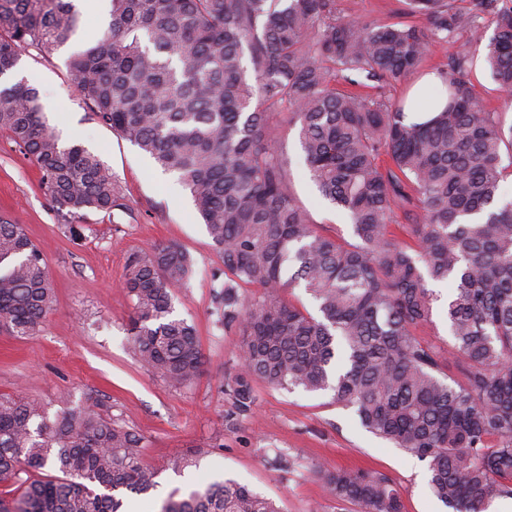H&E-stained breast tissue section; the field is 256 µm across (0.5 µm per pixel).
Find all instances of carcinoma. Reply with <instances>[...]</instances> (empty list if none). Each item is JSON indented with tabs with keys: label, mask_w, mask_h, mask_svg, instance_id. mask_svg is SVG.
Instances as JSON below:
<instances>
[{
	"label": "carcinoma",
	"mask_w": 512,
	"mask_h": 512,
	"mask_svg": "<svg viewBox=\"0 0 512 512\" xmlns=\"http://www.w3.org/2000/svg\"><path fill=\"white\" fill-rule=\"evenodd\" d=\"M405 3L427 30L341 19L336 0H109L107 28L70 69L95 119L188 189L224 264L217 322L242 336L240 363L224 377L227 422L252 412L255 378L331 391L371 433L427 463L451 512H485L512 498V201L500 197L512 124L484 110L466 54L440 73L448 103L421 122L380 93L334 81L338 72L350 85L361 75L398 81L461 29L484 40L478 18L487 13L490 74L512 88V0ZM80 18L76 0H0V78L28 48L65 45ZM285 110L311 179L348 213L353 240L318 232L288 191L275 122ZM0 133L37 167L56 212L80 219L124 207L110 168L81 144L60 143L24 79L0 90ZM192 265L183 248L156 244L130 257L123 281L134 353L175 385L203 366L194 327L173 316ZM431 280L454 283L446 365L414 333L432 315ZM246 286L263 294L251 298ZM285 288L304 289L317 315L283 302ZM54 306L41 251L0 218V327L35 336ZM141 443L95 401L50 416L0 395V483L59 472L1 496L0 512H124V495L159 487ZM323 483L355 512H403L394 481L377 471H329ZM162 512L280 509L228 479Z\"/></svg>",
	"instance_id": "carcinoma-1"
}]
</instances>
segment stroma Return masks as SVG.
Masks as SVG:
<instances>
[{
  "label": "stroma",
  "mask_w": 512,
  "mask_h": 512,
  "mask_svg": "<svg viewBox=\"0 0 512 512\" xmlns=\"http://www.w3.org/2000/svg\"><path fill=\"white\" fill-rule=\"evenodd\" d=\"M336 14L359 22L428 27L425 16L407 11L404 0H336ZM107 24V18L82 12L79 31L66 45L49 55L27 49L20 61L62 143H80L100 154L122 188L125 207L86 213L83 238L72 239L67 217L50 207L38 170L0 134V216L22 225L41 250L56 294L55 308L38 335L0 330V394H20L51 413L62 397L75 403L92 399L139 432L143 461L158 470L160 485L150 494L127 496L138 512H161L169 495L182 497L224 479L274 499L282 512H341L327 495L322 474L357 467L390 477L404 512H448L431 493L426 464L362 428L331 393L287 392L258 381L252 413L227 425L224 375L238 363L242 338L216 322L221 259L188 190L175 174L94 120L69 67L71 57L90 47ZM458 51L473 58L469 78L486 110L511 122L512 92H500L493 83L483 64L484 46L470 32H460L451 47L431 50L421 68L446 69ZM278 141L288 161L289 191L312 224L351 238L348 214L320 195L301 160L297 126L281 121ZM159 242L180 245L194 261L173 307L175 315L195 326L204 365L196 379L181 386L137 361L128 332L132 305L121 286L128 259ZM430 287L438 299L430 321L416 333L444 354L452 285L434 281ZM198 448L203 454L196 465L179 473L168 469L170 457ZM278 454L290 461L289 469L274 468Z\"/></svg>",
  "instance_id": "stroma-1"
}]
</instances>
